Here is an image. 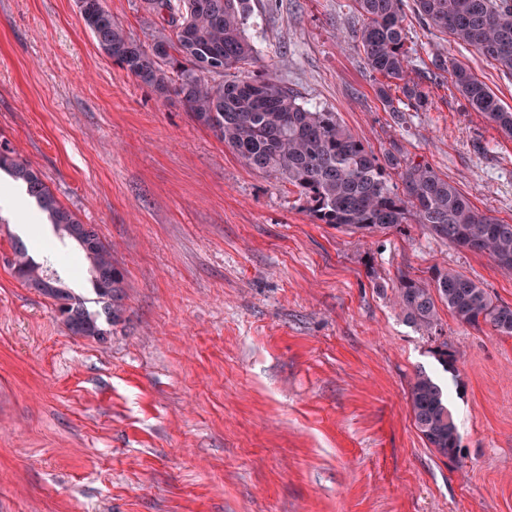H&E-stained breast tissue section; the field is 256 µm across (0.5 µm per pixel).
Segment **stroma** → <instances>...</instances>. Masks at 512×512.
<instances>
[{"label": "stroma", "mask_w": 512, "mask_h": 512, "mask_svg": "<svg viewBox=\"0 0 512 512\" xmlns=\"http://www.w3.org/2000/svg\"><path fill=\"white\" fill-rule=\"evenodd\" d=\"M138 43L167 23L104 0ZM408 78L426 109L377 94L352 0H253L260 60L376 156L398 147L512 224V136L473 110L442 51L512 108V75L437 39L404 0ZM100 238L124 274L110 335H71L14 273L16 241L71 290L81 254L32 208L0 209V512H512V337L438 307L435 336L394 306L400 274L450 267L512 304V274L415 220L349 232L293 186L245 166L177 99L97 48L76 0H0V140ZM458 354L449 401L462 454L440 459L408 390ZM431 353L444 372L452 374L455 378L458 377L457 353L452 346L448 345V341L436 345Z\"/></svg>", "instance_id": "obj_1"}]
</instances>
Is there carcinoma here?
Segmentation results:
<instances>
[{
  "label": "carcinoma",
  "mask_w": 512,
  "mask_h": 512,
  "mask_svg": "<svg viewBox=\"0 0 512 512\" xmlns=\"http://www.w3.org/2000/svg\"><path fill=\"white\" fill-rule=\"evenodd\" d=\"M417 14L433 30L475 48L512 74V0H414ZM166 12L173 26L157 38L162 54L131 39L112 18L103 0H84L81 16L98 49L140 83L174 96L193 119L208 128L246 166L273 174L297 189L305 209L322 224L350 231L395 228L412 216L431 233L458 249L484 253L512 272V224L476 209L452 182L426 164L407 161L401 151L378 158L330 111H311L288 86L265 74L243 75L258 62L246 36L250 0H147ZM364 17L359 39L369 70L382 76L378 93L392 111L391 85L402 81L414 109L427 106L428 93L406 81L412 63L406 48L403 0H355ZM474 110L483 112L512 135V110L468 68L431 58ZM0 170L27 186L41 219L74 240L83 253L102 311H91L58 274L14 248L13 269L29 288L51 299L54 311L77 336L99 337L119 319V292L124 276L112 250L91 224L82 223L61 205L32 165L8 145H0ZM397 173L402 192L390 185ZM396 302L404 319L427 333L438 325L437 302L462 325L491 328L512 336V305L494 298L473 279L453 269L433 267L427 279L400 276ZM431 353L442 370L458 376L457 353L443 341ZM414 425L441 458L458 461L460 436L438 380L415 373L408 390Z\"/></svg>",
  "instance_id": "1"
}]
</instances>
